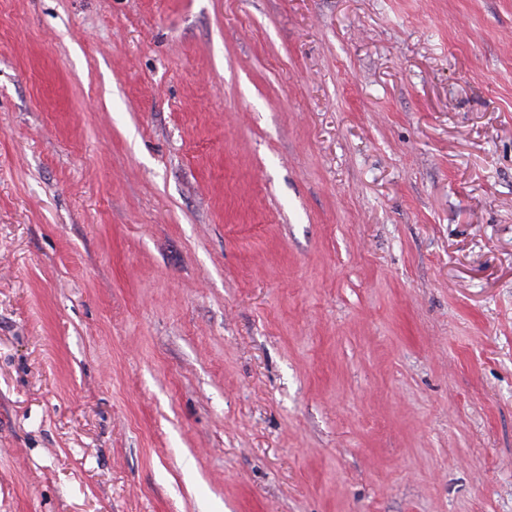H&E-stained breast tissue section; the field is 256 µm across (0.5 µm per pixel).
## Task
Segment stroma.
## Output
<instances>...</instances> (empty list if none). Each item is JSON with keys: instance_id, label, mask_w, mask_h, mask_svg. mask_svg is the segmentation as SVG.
Here are the masks:
<instances>
[{"instance_id": "1", "label": "stroma", "mask_w": 512, "mask_h": 512, "mask_svg": "<svg viewBox=\"0 0 512 512\" xmlns=\"http://www.w3.org/2000/svg\"><path fill=\"white\" fill-rule=\"evenodd\" d=\"M0 512H512V0H0Z\"/></svg>"}]
</instances>
